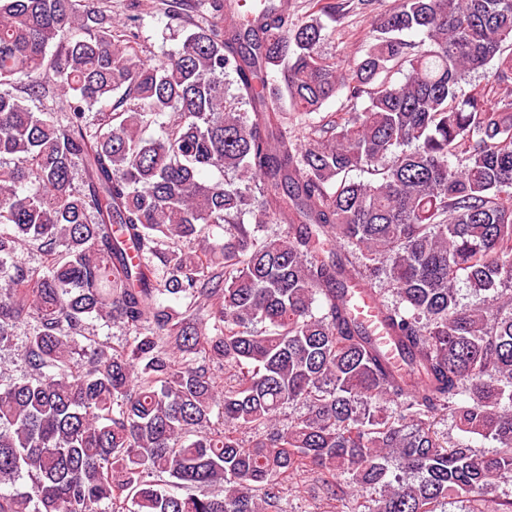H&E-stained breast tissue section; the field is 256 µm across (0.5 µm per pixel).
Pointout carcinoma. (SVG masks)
<instances>
[{"instance_id": "cac0c4a2", "label": "carcinoma", "mask_w": 512, "mask_h": 512, "mask_svg": "<svg viewBox=\"0 0 512 512\" xmlns=\"http://www.w3.org/2000/svg\"><path fill=\"white\" fill-rule=\"evenodd\" d=\"M96 2L0 0V86L28 79L0 91V347L25 328L29 369L0 383V486L27 479L0 512H283L300 472L336 512H444L512 480V0H395L345 66L336 0L227 26L209 0L154 65ZM340 91L364 108L309 122ZM353 317L357 321L369 326H375L381 304L375 294H371L362 286L353 288L346 296Z\"/></svg>"}]
</instances>
